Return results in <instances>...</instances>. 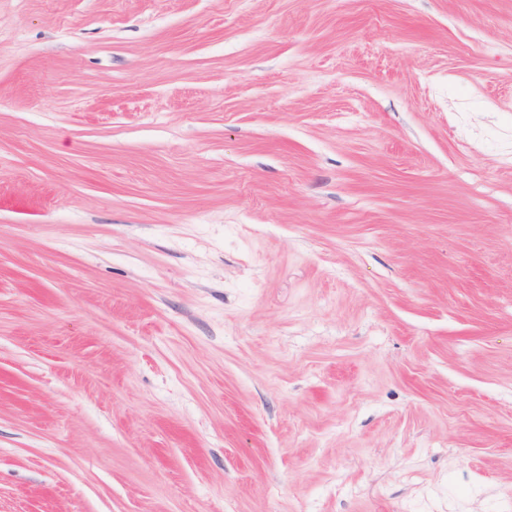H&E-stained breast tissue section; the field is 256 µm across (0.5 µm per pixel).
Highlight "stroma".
<instances>
[{"mask_svg":"<svg viewBox=\"0 0 512 512\" xmlns=\"http://www.w3.org/2000/svg\"><path fill=\"white\" fill-rule=\"evenodd\" d=\"M512 0H0V512H498Z\"/></svg>","mask_w":512,"mask_h":512,"instance_id":"stroma-1","label":"stroma"}]
</instances>
